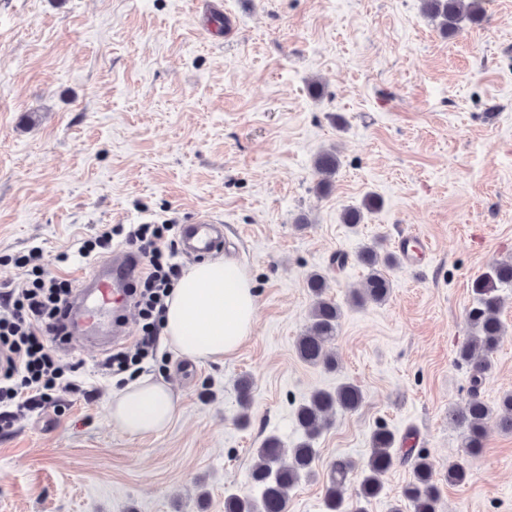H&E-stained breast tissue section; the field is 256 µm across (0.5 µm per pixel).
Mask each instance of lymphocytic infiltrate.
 <instances>
[{"mask_svg": "<svg viewBox=\"0 0 512 512\" xmlns=\"http://www.w3.org/2000/svg\"><path fill=\"white\" fill-rule=\"evenodd\" d=\"M167 224H119L105 229L79 248L87 260L107 253L114 237H124L135 246L144 270L132 294L141 328L134 344L113 350L102 361L106 374L137 375L144 361L158 347V327L165 300L182 268L174 247L168 246ZM38 251L14 256L24 276L5 294H0V351L8 365L0 368V428L8 429L14 411L45 407L56 392L76 390L72 365L64 363L60 347L66 341L62 312L73 292L70 279L47 271Z\"/></svg>", "mask_w": 512, "mask_h": 512, "instance_id": "f902f5d3", "label": "lymphocytic infiltrate"}]
</instances>
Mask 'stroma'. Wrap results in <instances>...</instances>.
<instances>
[{"mask_svg":"<svg viewBox=\"0 0 512 512\" xmlns=\"http://www.w3.org/2000/svg\"><path fill=\"white\" fill-rule=\"evenodd\" d=\"M329 146L341 167L321 193L313 160ZM370 193L381 207L344 224ZM202 212L223 218L221 255L257 291L251 336L221 362L159 347L144 372L179 408L145 437L107 416L105 349L64 345L81 389L0 432V512H224L263 439L295 444L298 405L343 381L364 401L317 439L316 475L287 512H320L336 458L365 463L380 426L416 434L439 512H512V434L489 427L470 457L448 419L468 398L456 353L473 282L512 257V0H486L449 38L419 0H0V290L21 278L12 256L37 249L50 272L89 275L78 249L107 225ZM412 232L433 247L424 267L392 270L385 303L351 305L356 252ZM313 272L342 307L333 371L295 352ZM503 297L492 406L512 392ZM461 459L468 480L448 484Z\"/></svg>","mask_w":512,"mask_h":512,"instance_id":"stroma-1","label":"stroma"}]
</instances>
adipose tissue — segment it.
<instances>
[{"mask_svg": "<svg viewBox=\"0 0 512 512\" xmlns=\"http://www.w3.org/2000/svg\"><path fill=\"white\" fill-rule=\"evenodd\" d=\"M257 299L249 276L237 263L221 257L196 263L166 299L165 342L183 358L224 359L252 334ZM176 412L174 392L149 376L114 392L107 405L113 427L134 437L159 432Z\"/></svg>", "mask_w": 512, "mask_h": 512, "instance_id": "adipose-tissue-1", "label": "adipose tissue"}]
</instances>
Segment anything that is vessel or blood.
I'll return each instance as SVG.
<instances>
[{"label":"vessel or blood","instance_id":"obj_1","mask_svg":"<svg viewBox=\"0 0 512 512\" xmlns=\"http://www.w3.org/2000/svg\"><path fill=\"white\" fill-rule=\"evenodd\" d=\"M179 245L183 254L201 256L220 248L224 243L222 219L200 214L190 223L179 227ZM396 250L405 265L417 267L424 264L430 253L426 239L411 235L396 241ZM101 276L90 288L77 289L70 302L68 331L81 332V318L94 320L96 330H103L112 324V314L117 303L126 299V290L135 278L138 267L130 253L115 251L111 259L101 263Z\"/></svg>","mask_w":512,"mask_h":512}]
</instances>
